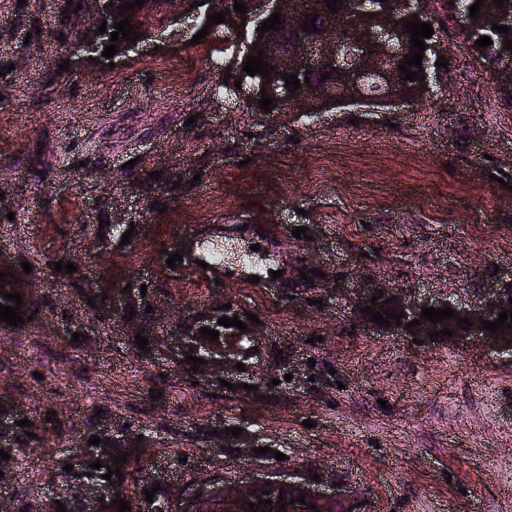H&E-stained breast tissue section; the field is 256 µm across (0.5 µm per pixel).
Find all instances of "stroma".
Returning a JSON list of instances; mask_svg holds the SVG:
<instances>
[{
	"mask_svg": "<svg viewBox=\"0 0 512 512\" xmlns=\"http://www.w3.org/2000/svg\"><path fill=\"white\" fill-rule=\"evenodd\" d=\"M67 5L0 0V253L30 263L40 296L32 321L0 329V397L42 426L0 502L47 503L59 461L105 419L141 468L124 493L145 512H177L172 494L147 498L158 482L242 485L263 471L352 483L357 512H512V353L479 335H383L352 293L377 277L467 303L512 284V97L458 16L440 36L448 80L424 100L259 115L210 93L220 75L205 58L223 33L196 42L172 26L116 66H90L59 39ZM36 20L50 33L23 68ZM181 67L188 83L172 82ZM196 224L225 227L218 281L167 264ZM256 245L275 287L231 278ZM62 257L74 273L55 272ZM126 286L129 320L101 299ZM226 304L258 320L223 329L225 385L193 381L168 337ZM132 325L148 350L131 346Z\"/></svg>",
	"mask_w": 512,
	"mask_h": 512,
	"instance_id": "obj_1",
	"label": "stroma"
}]
</instances>
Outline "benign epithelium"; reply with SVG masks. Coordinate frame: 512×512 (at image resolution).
Segmentation results:
<instances>
[{
	"instance_id": "obj_1",
	"label": "benign epithelium",
	"mask_w": 512,
	"mask_h": 512,
	"mask_svg": "<svg viewBox=\"0 0 512 512\" xmlns=\"http://www.w3.org/2000/svg\"><path fill=\"white\" fill-rule=\"evenodd\" d=\"M111 0H82V24L76 42L87 55L100 59L99 49L110 44L114 22L122 20L119 12L109 6ZM281 14L282 29L291 34V46H279L267 39L254 37L246 45V53L256 54L263 50L267 63L275 67V71L267 78H259L245 89L244 98L255 106L261 96L275 98L282 103L289 100L288 86L282 82L284 73H295L301 87L297 89L299 100L303 103L317 101L333 96L346 105L371 107L379 102L388 108H396L410 102L423 99L430 91L431 83L437 79V71L429 69L424 72L425 79H420L412 92L405 96L398 93L400 72L397 61L405 55V45L393 39L391 35L392 21L384 13L374 11L366 6L365 0H342L340 10L323 15V33L317 39H312L298 28L295 0H256V11L249 18H235L233 25L242 26L249 23L259 27L256 17L263 14ZM107 21L106 32L96 34L97 28ZM512 25V0H503V6H493L489 11L468 20V27L490 28L492 24ZM343 26L348 31V38L339 41L334 37L336 28ZM326 66L336 74V81L325 84H315L305 81L307 72ZM0 267L12 272L10 287L20 294L27 309L32 310L38 304V291L34 287L30 275L23 272L21 266L0 257ZM377 297L374 310H390L404 314L402 325H395V320H389L390 326H381L375 322L366 321V325L374 330L390 336H411L421 341L435 342L452 338L463 339L473 333L493 337L500 345L512 351V327L488 332L482 328L480 321H495L499 313L506 308V300L498 288L487 291L483 301L460 308L444 298L426 305L410 300L400 288H392L382 281L371 280L363 285L355 301L361 309L371 305L372 297ZM391 303H385V300ZM453 308L456 316L439 323H432L421 318L422 307L444 306ZM473 322V326L460 328L462 318ZM418 320L419 325L406 328L412 320ZM447 328L452 336L439 335L429 338V332ZM20 406L0 400V443L10 442L14 438L15 421L18 419ZM286 487L293 496L311 498L324 508L338 505L343 512H355V490L345 486H329L326 483L316 484L306 478L296 475L288 479L262 474L256 476L246 487L224 486V512H238V506L244 501L258 503V499H270L272 504L261 505L263 512L272 510L280 512L277 504L276 491ZM267 490L269 494L258 495L259 490ZM201 496H196V493ZM214 488L203 487L193 490L186 495L191 501L192 512H213ZM115 497L112 488L91 484L85 492L89 512H108L107 504Z\"/></svg>"
}]
</instances>
